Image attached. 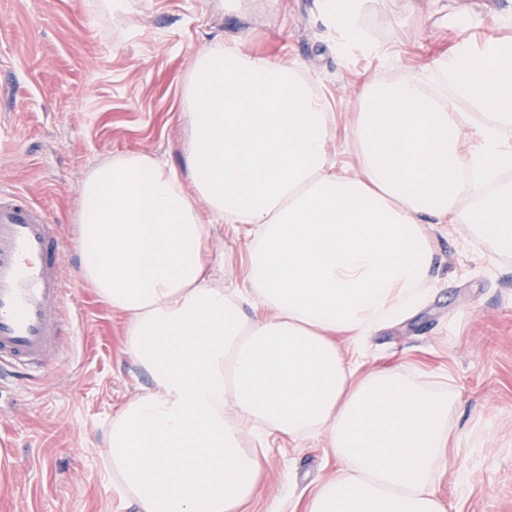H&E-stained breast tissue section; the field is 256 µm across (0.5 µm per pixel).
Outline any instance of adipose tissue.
Returning a JSON list of instances; mask_svg holds the SVG:
<instances>
[{"label":"adipose tissue","mask_w":512,"mask_h":512,"mask_svg":"<svg viewBox=\"0 0 512 512\" xmlns=\"http://www.w3.org/2000/svg\"><path fill=\"white\" fill-rule=\"evenodd\" d=\"M478 26L447 20L444 56L361 87L354 170L331 162L335 117L305 79L220 45L193 72L185 172L133 153L84 179L83 275L152 381L109 433L137 512H240L267 464L243 445L256 430L323 436L339 469L304 512H445L452 392L400 365L356 375L342 346L430 299L433 226L512 254V44ZM218 221L248 242L246 294L208 283Z\"/></svg>","instance_id":"obj_1"}]
</instances>
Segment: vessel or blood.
Returning <instances> with one entry per match:
<instances>
[{
	"label": "vessel or blood",
	"instance_id": "1",
	"mask_svg": "<svg viewBox=\"0 0 512 512\" xmlns=\"http://www.w3.org/2000/svg\"><path fill=\"white\" fill-rule=\"evenodd\" d=\"M65 288L57 225L38 205L0 196V363L32 371L56 355Z\"/></svg>",
	"mask_w": 512,
	"mask_h": 512
}]
</instances>
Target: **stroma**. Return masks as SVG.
Wrapping results in <instances>:
<instances>
[{
    "instance_id": "stroma-1",
    "label": "stroma",
    "mask_w": 512,
    "mask_h": 512,
    "mask_svg": "<svg viewBox=\"0 0 512 512\" xmlns=\"http://www.w3.org/2000/svg\"><path fill=\"white\" fill-rule=\"evenodd\" d=\"M366 43L337 47L321 0H0V191L30 198L65 242L71 334L38 376L0 380V512H135L112 476V417L151 386L123 345V320L82 275L78 190L91 169L129 153L186 164L185 93L196 60L219 44L279 57L335 112L337 166L359 88L418 68L445 44V18L477 14V34L503 39L512 0H380ZM440 277L411 319L354 348L357 374L401 365L454 393L455 469L437 473L447 512H512V255L468 225L435 235ZM210 283L244 288V240L210 227ZM268 464L242 512H292L337 472L321 437L288 444L247 436Z\"/></svg>"
}]
</instances>
